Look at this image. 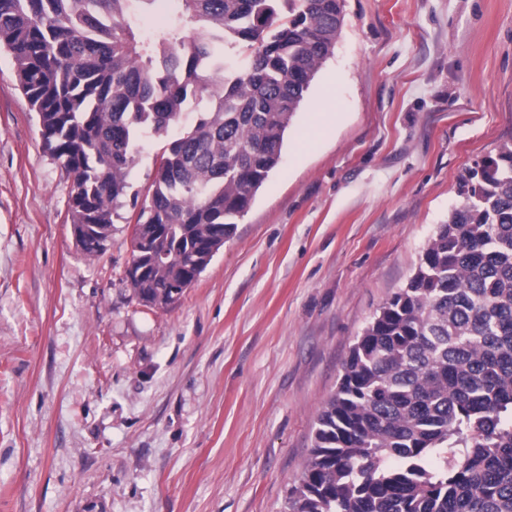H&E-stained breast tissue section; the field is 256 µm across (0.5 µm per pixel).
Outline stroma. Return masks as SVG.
<instances>
[{
  "instance_id": "stroma-1",
  "label": "stroma",
  "mask_w": 512,
  "mask_h": 512,
  "mask_svg": "<svg viewBox=\"0 0 512 512\" xmlns=\"http://www.w3.org/2000/svg\"><path fill=\"white\" fill-rule=\"evenodd\" d=\"M281 163L168 309L103 254L0 50V512H286L316 417L457 179L512 140V0H344ZM337 121L299 151L323 84Z\"/></svg>"
}]
</instances>
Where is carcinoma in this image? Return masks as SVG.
<instances>
[{
	"label": "carcinoma",
	"mask_w": 512,
	"mask_h": 512,
	"mask_svg": "<svg viewBox=\"0 0 512 512\" xmlns=\"http://www.w3.org/2000/svg\"><path fill=\"white\" fill-rule=\"evenodd\" d=\"M0 0V47L73 178L89 256L118 209L140 207L134 295L166 309L207 268L280 163L333 54L343 0ZM245 48L236 66L226 50ZM201 106L156 156L143 203L129 174L145 138ZM413 275L364 327L317 416L287 512H512V143L466 169Z\"/></svg>",
	"instance_id": "carcinoma-1"
}]
</instances>
